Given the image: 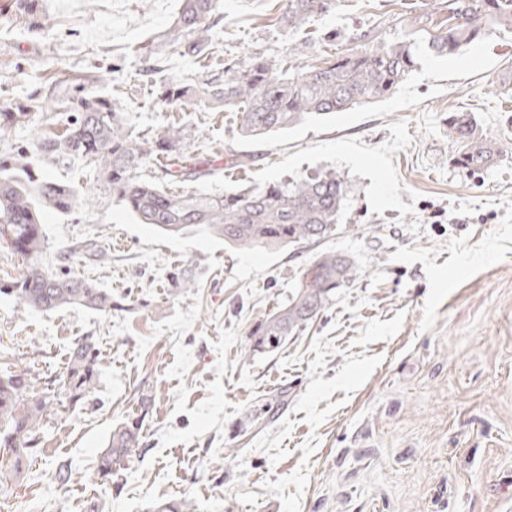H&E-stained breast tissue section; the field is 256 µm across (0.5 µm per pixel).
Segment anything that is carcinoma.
Wrapping results in <instances>:
<instances>
[{
  "label": "carcinoma",
  "mask_w": 512,
  "mask_h": 512,
  "mask_svg": "<svg viewBox=\"0 0 512 512\" xmlns=\"http://www.w3.org/2000/svg\"><path fill=\"white\" fill-rule=\"evenodd\" d=\"M337 0H287L283 20L290 30L336 7ZM14 21L30 29L46 26L40 0H15ZM512 28V0H448L447 22L429 40L430 50L448 56L499 28ZM224 33L223 0H183L179 18L166 39L183 57L209 58ZM143 76L151 83L155 101L212 112L241 113L240 134L260 139L288 130L304 120L326 118L338 112L381 100L403 83L417 66L409 41L375 43L340 53L321 64L298 71L288 60L262 56L216 61V73L191 89L175 79L159 77V63L148 56ZM51 110L65 116L61 131L41 137L36 152L77 158L95 169L112 195L141 224L160 232L198 231L224 239L238 249H277L314 244L335 236L350 193L336 172L300 179H280L255 187H226L218 193L169 189L197 179L201 171L187 166L183 150L192 139L187 125L168 126L153 139H143L127 129L112 98L98 94L83 82L72 93L34 92L0 112V132L35 121ZM448 139L458 147L455 162L467 170L494 163L502 150L467 113L448 115ZM30 151L18 147L0 159V239L18 253L33 256L45 245L41 216L45 212L73 214L81 206L76 189L51 175L30 171ZM162 163L160 178L141 171ZM350 259L324 252L301 275L288 304L263 318L253 329V348L275 350L303 330L326 305L330 294L349 281ZM0 294L10 295L25 308L53 312L65 307L112 312V292L75 272L51 273L32 265L22 278L0 283ZM101 369L100 350L92 336L79 338L65 370L48 381L44 391L29 393L25 374L0 365V448L10 453L18 471L35 453L47 416L74 409L87 400ZM141 443L140 419L116 425L102 450L93 480L110 481L115 466ZM148 512H196L187 498L154 504Z\"/></svg>",
  "instance_id": "cac0c4a2"
}]
</instances>
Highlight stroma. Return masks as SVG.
I'll return each instance as SVG.
<instances>
[{"instance_id":"stroma-1","label":"stroma","mask_w":512,"mask_h":512,"mask_svg":"<svg viewBox=\"0 0 512 512\" xmlns=\"http://www.w3.org/2000/svg\"><path fill=\"white\" fill-rule=\"evenodd\" d=\"M284 4L224 0L219 52L274 59L306 40L299 68L363 34H410L418 66L387 98L249 141L237 113L176 111L153 102L140 77L150 53L186 85L212 69L161 39L182 0H41L48 22L37 31L0 0L1 105L89 77L142 137L194 126L186 152L202 176L187 190L329 170L353 188L330 240L241 250L202 233H158L82 161L31 154L32 168L93 197L78 213L44 215L47 245L34 261L71 266L118 307L45 313L0 294V358L36 390L62 375L79 337L95 336L102 358L94 394L47 419L19 473H0V512H146L184 496L197 512H512V28L436 57L419 21L446 18L439 0H339L298 33L281 19ZM330 30L332 43L322 39ZM452 112L503 145L492 166L455 164ZM235 152L251 165L233 167ZM89 243L102 254L65 263ZM324 252L353 261L351 280L281 349H252L256 324L287 304ZM34 261L0 241V282ZM178 269L191 285L175 291ZM140 413V447L111 484L90 482L112 428ZM62 463L64 483L54 477Z\"/></svg>"}]
</instances>
